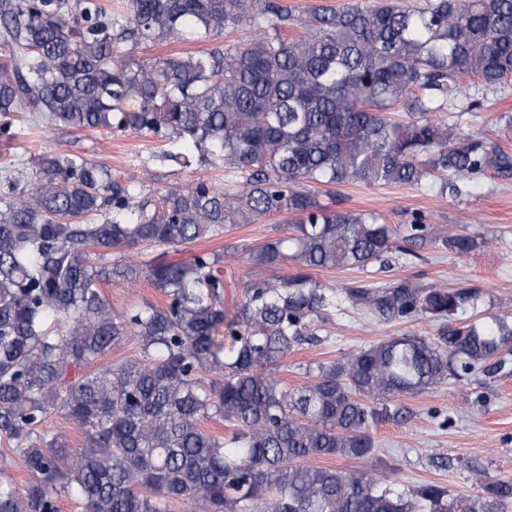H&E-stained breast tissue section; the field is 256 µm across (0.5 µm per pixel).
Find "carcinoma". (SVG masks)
<instances>
[{
  "label": "carcinoma",
  "mask_w": 512,
  "mask_h": 512,
  "mask_svg": "<svg viewBox=\"0 0 512 512\" xmlns=\"http://www.w3.org/2000/svg\"><path fill=\"white\" fill-rule=\"evenodd\" d=\"M122 4L0 0V138H21L12 115L30 112L49 126L154 135L160 160L185 167L196 155L242 181L142 194L102 164L55 152L33 176L0 180V437L32 475L23 490L0 464V512H59L70 496L85 512H169L180 501L201 512H503L511 477L480 476L476 496L436 484L400 491L310 459H372L370 431L388 402L443 383L453 362L463 374L507 369L511 318L390 337L307 367L296 389L275 372L318 340L315 323L336 306L308 270L417 258L431 238L419 213L401 237L301 183L443 190L452 176L488 170L512 179V153L444 115L462 79L497 88L512 78V0H356L306 15L281 0ZM242 23L255 32L243 44L129 55L163 40L213 42ZM279 214L292 233L247 260L300 271L249 282L231 310L209 252L113 264V278H146L161 304L115 315L101 295L97 262L114 250L192 244ZM438 242L457 257L478 246L451 232ZM344 297L380 321H452L476 293L405 278ZM131 336L137 358L96 367ZM53 413L82 431L81 447L44 428ZM207 419L230 435L204 430Z\"/></svg>",
  "instance_id": "cac0c4a2"
}]
</instances>
